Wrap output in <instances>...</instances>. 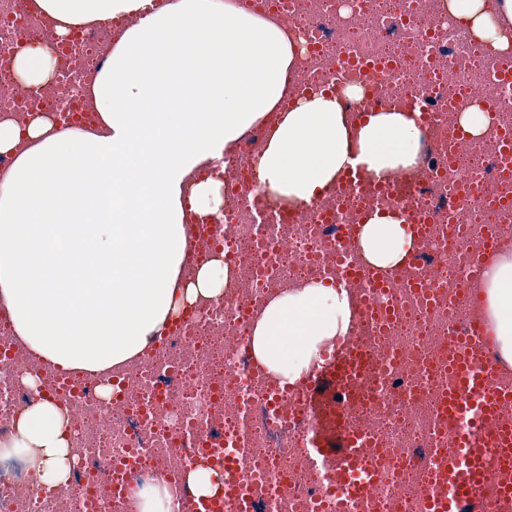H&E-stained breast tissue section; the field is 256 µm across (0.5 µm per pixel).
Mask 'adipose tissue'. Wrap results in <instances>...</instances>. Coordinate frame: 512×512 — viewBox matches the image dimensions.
I'll return each instance as SVG.
<instances>
[{"label":"adipose tissue","instance_id":"adipose-tissue-1","mask_svg":"<svg viewBox=\"0 0 512 512\" xmlns=\"http://www.w3.org/2000/svg\"><path fill=\"white\" fill-rule=\"evenodd\" d=\"M471 34L512 48V0H443ZM55 32L136 17L112 44L89 87L95 129H59L44 117L0 122V303L19 339L48 363L106 373L157 341L179 302L224 291L217 258L182 282L191 216L222 214L220 181L194 182L220 167L246 130L276 111L302 54L280 26L233 0H33ZM60 60L52 46L19 49L14 73L43 86ZM425 130L412 113L375 112L351 127L335 94L299 99L254 159L266 190L293 202L320 197L351 166L382 175L416 162ZM359 243L378 266L403 265L413 247L399 212L377 210ZM488 332L512 366V256L487 265ZM345 288L321 283L266 308L252 336L255 357L289 383L307 373L324 340L346 335ZM65 414L50 399L31 405L0 457L28 461L39 484H64L72 461Z\"/></svg>","mask_w":512,"mask_h":512}]
</instances>
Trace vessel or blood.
<instances>
[{
  "label": "vessel or blood",
  "instance_id": "obj_1",
  "mask_svg": "<svg viewBox=\"0 0 512 512\" xmlns=\"http://www.w3.org/2000/svg\"><path fill=\"white\" fill-rule=\"evenodd\" d=\"M488 339L481 326H474L467 347L448 346V372L452 383L441 403V419L450 433L447 448L428 449L422 460L430 465L436 458L447 456L448 472L443 487L423 503L421 512H485L479 495L490 475L501 469L512 471V425L494 429L482 447H475L474 436L459 430L460 422L482 426L485 416L512 406V386L493 379L494 369L485 355ZM362 363L360 354L348 352L326 360L322 370L306 379L304 388L310 405L325 424L334 417L322 391L324 385L339 387L352 381ZM365 439L360 431L331 439L318 433L313 451L318 457L334 455L343 461L332 491L336 512H346L350 503L368 495L376 484V475L362 455Z\"/></svg>",
  "mask_w": 512,
  "mask_h": 512
}]
</instances>
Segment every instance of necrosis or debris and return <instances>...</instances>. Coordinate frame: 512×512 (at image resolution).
Segmentation results:
<instances>
[{"mask_svg":"<svg viewBox=\"0 0 512 512\" xmlns=\"http://www.w3.org/2000/svg\"><path fill=\"white\" fill-rule=\"evenodd\" d=\"M274 19L305 53L280 105L326 89L346 111L362 107L428 113L416 166L367 175L355 188L333 185L308 204L272 201L252 161L267 126L248 132L220 170L198 180L224 184V214L191 234L186 279L223 257L229 280L218 297L185 305L186 317L140 357L108 375L49 365L15 335L0 307V443L9 442L37 394L70 419L73 464L66 484L41 488L20 459L0 460V512H138L134 487L164 482L169 512H198L186 481L194 461L220 469L231 493L209 512H328L325 495L339 462L309 453L317 420L302 409L301 385L270 373L252 354L255 322L269 301L315 283L345 284L352 303L347 336L326 350H364L368 360L353 392L339 400L341 431L366 437L378 474L375 490L352 512H419L435 485L416 465L425 449L446 443L438 407L448 392V341H466L484 320L475 301L482 286L476 242L498 239L512 251V83L495 74L512 67V51L474 39L438 0H240ZM79 27L57 39L54 21L30 11L29 0H0V120L27 125L37 105L58 118L76 114L90 128L98 114L86 88L111 43L130 26ZM60 40L63 63L21 100L13 56L25 44ZM361 99L346 97L348 87ZM493 88L497 105L486 132L461 140L460 119L476 94ZM393 209L426 227L414 262L373 264L359 245L358 225L374 209ZM37 376L33 390L25 375Z\"/></svg>","mask_w":512,"mask_h":512,"instance_id":"4bbe7bcc","label":"necrosis or debris"}]
</instances>
